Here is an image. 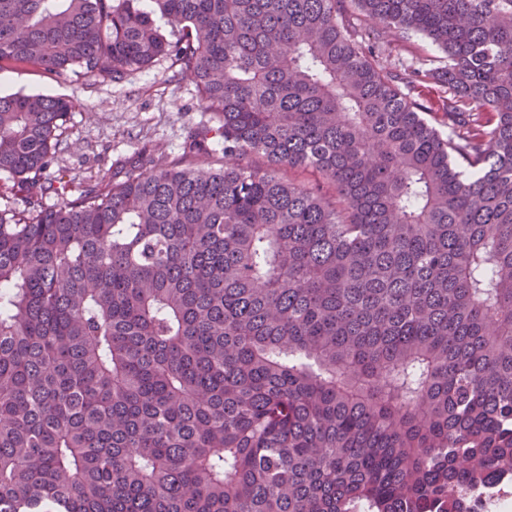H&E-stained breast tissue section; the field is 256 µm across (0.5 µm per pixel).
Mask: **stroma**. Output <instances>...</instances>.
I'll use <instances>...</instances> for the list:
<instances>
[{
    "mask_svg": "<svg viewBox=\"0 0 512 512\" xmlns=\"http://www.w3.org/2000/svg\"><path fill=\"white\" fill-rule=\"evenodd\" d=\"M0 92L48 93L71 100L53 163L79 182L124 181L140 158L180 159L188 131L216 126L194 85L161 60L120 83L94 78L57 82L28 65L0 68Z\"/></svg>",
    "mask_w": 512,
    "mask_h": 512,
    "instance_id": "35a3bbf8",
    "label": "stroma"
}]
</instances>
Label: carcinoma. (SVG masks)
Returning a JSON list of instances; mask_svg holds the SVG:
<instances>
[{
	"label": "carcinoma",
	"instance_id": "cac0c4a2",
	"mask_svg": "<svg viewBox=\"0 0 512 512\" xmlns=\"http://www.w3.org/2000/svg\"><path fill=\"white\" fill-rule=\"evenodd\" d=\"M162 58L218 127L75 196L72 101L0 94V512H448L512 467V0H0V68ZM387 51L388 63L398 61L410 63L416 58L426 55H439L438 51L427 40L420 36L412 35L408 39H400L398 41H389Z\"/></svg>",
	"mask_w": 512,
	"mask_h": 512
}]
</instances>
